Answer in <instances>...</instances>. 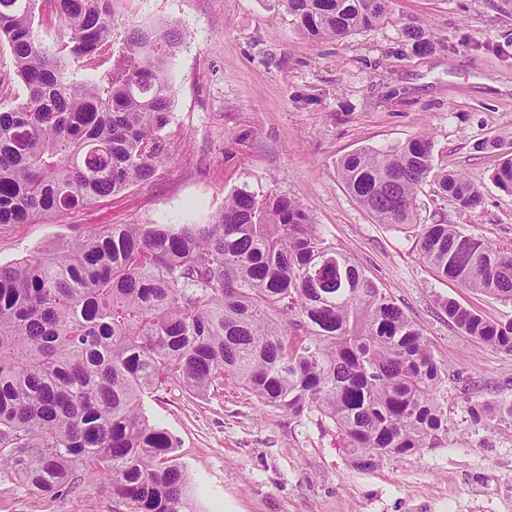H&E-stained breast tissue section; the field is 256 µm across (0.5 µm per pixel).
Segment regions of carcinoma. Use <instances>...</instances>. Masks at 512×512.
I'll list each match as a JSON object with an SVG mask.
<instances>
[{"instance_id": "carcinoma-1", "label": "carcinoma", "mask_w": 512, "mask_h": 512, "mask_svg": "<svg viewBox=\"0 0 512 512\" xmlns=\"http://www.w3.org/2000/svg\"><path fill=\"white\" fill-rule=\"evenodd\" d=\"M63 37L33 27L38 0H0V41L24 98L0 110V225L88 205L147 181L164 160L183 35L133 29L93 81L74 68L112 50V0H51ZM310 42L370 28L391 0H277ZM420 134L346 155L339 176L378 224L414 226L430 176L464 209L481 192L433 174ZM494 181L512 195V158ZM419 255L443 279L512 300V250L454 224H423ZM448 321L512 353V320L442 302ZM444 370L422 330L307 210L238 188L207 224H113L0 266V469L41 494L82 473L112 484L122 512H195L170 434L142 400L168 382L203 396L232 382L262 404L316 410L356 469L416 452L448 417Z\"/></svg>"}]
</instances>
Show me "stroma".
Returning a JSON list of instances; mask_svg holds the SVG:
<instances>
[{"label":"stroma","mask_w":512,"mask_h":512,"mask_svg":"<svg viewBox=\"0 0 512 512\" xmlns=\"http://www.w3.org/2000/svg\"><path fill=\"white\" fill-rule=\"evenodd\" d=\"M112 42L164 20L185 35L172 59L166 160L155 175L90 205L0 227V265L112 224H202L232 190L288 196L424 332L448 370L437 396L446 429L427 448L372 470L348 463L343 437L316 411L294 416L233 385L196 397L169 384L145 397L175 441L200 512H512V421L473 408L512 402V354L449 323L452 298L512 319V300L440 279L414 229L378 224L349 194L341 159L428 133L437 170L462 173L483 197L460 208L436 182L418 221L448 222L512 249V196L492 181L512 157V0H392L376 25L311 43L274 0H114ZM420 22L430 43L406 37ZM110 484L31 491L0 470V512H114Z\"/></svg>","instance_id":"1"}]
</instances>
